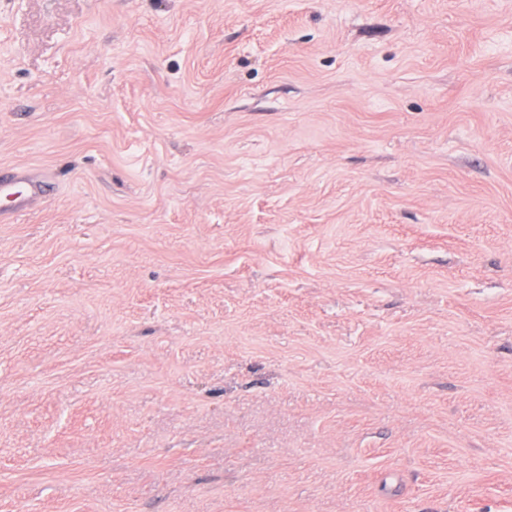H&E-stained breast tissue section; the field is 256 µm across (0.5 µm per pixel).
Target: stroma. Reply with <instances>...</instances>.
I'll list each match as a JSON object with an SVG mask.
<instances>
[{"label": "stroma", "mask_w": 512, "mask_h": 512, "mask_svg": "<svg viewBox=\"0 0 512 512\" xmlns=\"http://www.w3.org/2000/svg\"><path fill=\"white\" fill-rule=\"evenodd\" d=\"M0 512H512V0H0ZM53 189V183L46 177L34 179L21 167H0V197L12 203L0 209V223L10 224L15 215L36 206Z\"/></svg>", "instance_id": "35a3bbf8"}]
</instances>
